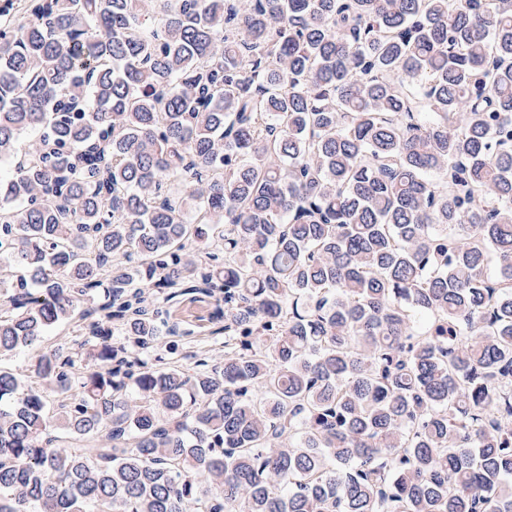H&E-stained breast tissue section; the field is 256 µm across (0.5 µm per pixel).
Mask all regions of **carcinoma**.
<instances>
[{
	"label": "carcinoma",
	"mask_w": 512,
	"mask_h": 512,
	"mask_svg": "<svg viewBox=\"0 0 512 512\" xmlns=\"http://www.w3.org/2000/svg\"><path fill=\"white\" fill-rule=\"evenodd\" d=\"M141 2L0 7V512H512V0ZM212 300L207 297L185 298L172 308V321L179 323L182 328L195 331L197 343L209 342V331L212 327L210 314Z\"/></svg>",
	"instance_id": "cac0c4a2"
}]
</instances>
